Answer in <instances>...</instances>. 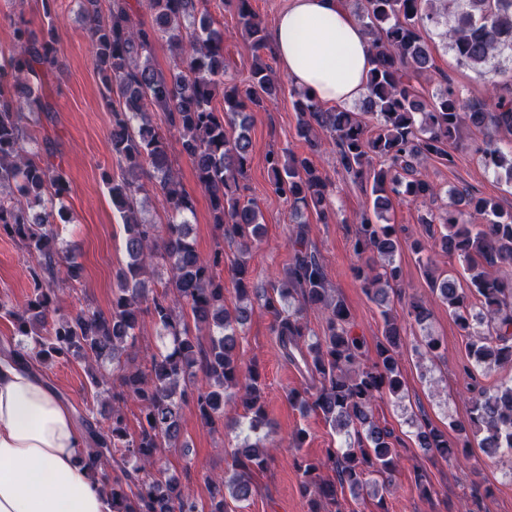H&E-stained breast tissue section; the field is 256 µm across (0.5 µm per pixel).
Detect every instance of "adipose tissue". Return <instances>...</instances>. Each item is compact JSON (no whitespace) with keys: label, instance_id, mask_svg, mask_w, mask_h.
<instances>
[{"label":"adipose tissue","instance_id":"1","mask_svg":"<svg viewBox=\"0 0 512 512\" xmlns=\"http://www.w3.org/2000/svg\"><path fill=\"white\" fill-rule=\"evenodd\" d=\"M280 67L317 101H360L374 54L346 0H290L271 33ZM67 406L29 370L0 355V512H109L78 451Z\"/></svg>","mask_w":512,"mask_h":512}]
</instances>
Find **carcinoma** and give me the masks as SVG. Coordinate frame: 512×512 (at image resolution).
I'll return each mask as SVG.
<instances>
[{"label": "carcinoma", "instance_id": "1", "mask_svg": "<svg viewBox=\"0 0 512 512\" xmlns=\"http://www.w3.org/2000/svg\"><path fill=\"white\" fill-rule=\"evenodd\" d=\"M149 10L145 26L130 0H80L92 60L106 93L111 114L109 139L121 176L103 174L113 207L121 214L128 262L117 273L108 312L84 309L71 316L56 312L59 285L80 278L82 265L63 247L54 226L69 222L56 200L70 184L56 149L44 134L53 109L42 93L40 74L59 62L55 0H42L46 25L41 36L25 25L13 28L9 56L0 51V237L18 241L29 256L32 296L21 306L0 301L16 340L7 353L37 373L55 361H82L96 397L112 400L99 411L77 412L85 436L82 457L106 488L110 512H226L227 499H247L250 474L270 460L259 438L266 425L260 373L238 354L239 336L251 311L252 298L272 316V333L284 359L309 374L312 384L288 393L301 412L322 414L330 427L350 439L346 448L330 449L325 458L294 459L309 512H342L339 495L350 491L378 499L381 512L391 477L400 466L401 439L374 414L378 400L397 397L403 389L400 359L406 346L404 329L391 314L389 292L402 295V276L395 256L397 231L383 224L398 198L412 204L438 196L436 184L416 165L434 158L452 161V145L463 124L487 132L479 149L483 166L512 182V150L497 143L501 132L512 134V97L497 93L492 61L512 53V0H448V39L458 62L487 79L493 88L479 102L467 100L448 84L424 100L415 82L431 74L432 56L423 31L438 22L426 7L431 0H357L355 16L373 49L376 66L367 78L361 112L326 108L308 91L293 88L292 103L301 115L297 135L304 154L266 155L272 191L291 208L313 209L327 218L330 184L312 160L330 139L338 163L353 181L370 186V206L358 213L350 245L353 272L366 294L381 308L382 339L376 355H366L354 332L349 308L330 294L325 266L308 245L305 224L296 226L292 256L283 274L256 294L247 261L234 266L237 306L224 307V250L201 255L190 238L195 199L183 186L171 158L170 135L178 134L197 186L209 200L216 230L240 241L242 252L262 241L264 224L257 203L240 185L250 159L248 107L275 102L284 83L260 53L269 48L268 32L252 0H229L243 37L255 51L246 81L227 73L224 34L204 6L205 0H136ZM168 42L175 59L170 76L152 64L155 42ZM164 115V126L153 114ZM376 117L369 130L362 114ZM160 198L166 221L155 224L141 215V199ZM454 208L439 217H421L431 240L411 242L433 296L467 340L473 367L469 377L467 424H449L457 437L422 416L413 422L419 447L458 465H467L472 441L494 457L512 452V382L488 387L481 378L512 365V214L492 197L453 194ZM440 224L441 231L434 229ZM456 258L468 272L462 288L449 273L434 275L426 251ZM155 267L169 272L157 292L145 275ZM322 312V332L304 321L307 309ZM407 316L424 324L430 312L411 297ZM160 331L162 346L145 367L132 364L127 349L135 347L143 316ZM207 336L202 341L201 336ZM420 359L443 356L440 338L426 334L412 348ZM203 375L206 386L198 384ZM132 401L141 414L137 435L129 433L123 405ZM195 408L200 422L244 434L233 453V472L208 482L209 504L159 466L167 448L181 446L183 408ZM242 408V420L224 422V409ZM332 475H324V471Z\"/></svg>", "mask_w": 512, "mask_h": 512}]
</instances>
